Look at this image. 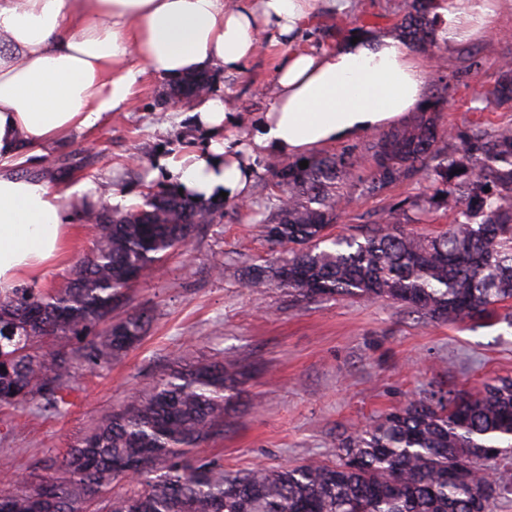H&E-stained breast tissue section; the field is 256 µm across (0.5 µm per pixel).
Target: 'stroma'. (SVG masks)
<instances>
[{"instance_id":"stroma-1","label":"stroma","mask_w":512,"mask_h":512,"mask_svg":"<svg viewBox=\"0 0 512 512\" xmlns=\"http://www.w3.org/2000/svg\"><path fill=\"white\" fill-rule=\"evenodd\" d=\"M407 0H350L348 12H318L304 46L324 50L346 37L395 32ZM285 46L263 49L244 73L218 75L232 122L225 136L247 140L270 101L277 57ZM473 54L477 70L458 67ZM512 58V8H505L492 37L437 49L427 87H451V103L439 122L455 132L487 123L512 124V101L486 96L505 58ZM164 83L145 76L136 106L111 112L90 129L71 133L41 158L19 167L22 176L58 189L89 180L116 187L139 203L153 182L148 174L159 152L198 140L187 104L163 102ZM282 156L256 162L250 207L224 206V218L198 225L187 251L147 272L127 291L113 319L150 310L142 344L120 361L78 369L71 407L64 417H44L34 407L0 410V464L18 474L42 472L80 442L113 408L148 391L172 363L219 356L244 368L249 378L235 396L224 434L198 449L218 455L225 468L278 466L309 459L335 460L336 436L372 424L425 390L443 384L470 391L498 375H512V328L503 323L432 322L391 301L319 300L297 304L273 288L257 295L242 269L273 260L276 253L255 224L251 207L272 192L268 176ZM424 174L389 187L377 197L349 191L334 234H351L374 222L404 216L398 206L424 193ZM72 227L66 251L34 280L38 289L64 287L77 263L94 249L98 231L81 216L85 200L65 201Z\"/></svg>"}]
</instances>
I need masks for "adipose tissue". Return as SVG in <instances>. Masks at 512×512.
Wrapping results in <instances>:
<instances>
[{
	"label": "adipose tissue",
	"mask_w": 512,
	"mask_h": 512,
	"mask_svg": "<svg viewBox=\"0 0 512 512\" xmlns=\"http://www.w3.org/2000/svg\"><path fill=\"white\" fill-rule=\"evenodd\" d=\"M322 7L341 13L349 0H0V292L60 257L70 232L64 196L95 194L86 181L61 191L22 177L19 165L125 110L144 75L172 83L201 71L240 72L261 40L288 45L249 141L225 137L231 115L210 93L190 111L206 142L154 161L153 177L171 187L237 204L249 200L258 157H302L414 111L428 59L392 35L298 47ZM501 10L502 0H435L433 39L452 49L487 38Z\"/></svg>",
	"instance_id": "adipose-tissue-1"
}]
</instances>
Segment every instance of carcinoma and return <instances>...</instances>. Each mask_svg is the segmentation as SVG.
Here are the masks:
<instances>
[{
	"label": "carcinoma",
	"mask_w": 512,
	"mask_h": 512,
	"mask_svg": "<svg viewBox=\"0 0 512 512\" xmlns=\"http://www.w3.org/2000/svg\"><path fill=\"white\" fill-rule=\"evenodd\" d=\"M410 0L400 22L414 47L433 51L435 17ZM194 75L166 91L189 99L209 87ZM488 96L512 100V62ZM448 86L413 123L350 152L288 162L270 171L279 192L255 212L282 257L247 267L246 286L281 288L296 303L329 298L392 300L435 322L498 321L512 327V125L457 135L434 113ZM458 140L449 149L450 138ZM433 194L408 203L414 219L453 215L448 230L419 235L384 220L356 235H334L347 190L368 196L419 171ZM224 217V201L194 200L164 184L126 210H96L99 240L58 290L0 294V408L31 404L46 417L68 411L74 369L93 372L144 339V310L112 320L125 292L199 224ZM245 372L222 359L178 362L149 393L134 395L45 474L0 471V512H492L512 494V376L477 394L430 389L365 428L336 436L337 461L228 470L193 449L224 434V418ZM124 483L127 490L114 494Z\"/></svg>",
	"instance_id": "1"
}]
</instances>
